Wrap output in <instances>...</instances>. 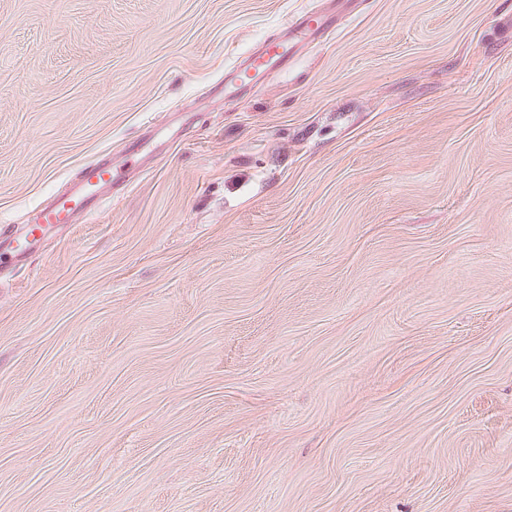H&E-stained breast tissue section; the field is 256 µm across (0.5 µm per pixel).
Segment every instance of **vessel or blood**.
I'll list each match as a JSON object with an SVG mask.
<instances>
[{
  "label": "vessel or blood",
  "mask_w": 512,
  "mask_h": 512,
  "mask_svg": "<svg viewBox=\"0 0 512 512\" xmlns=\"http://www.w3.org/2000/svg\"><path fill=\"white\" fill-rule=\"evenodd\" d=\"M125 179L122 168L100 159L92 162L86 167L83 178L73 181L63 195L55 197L41 210L40 223L70 224L93 216L99 200L98 188H109Z\"/></svg>",
  "instance_id": "b4317fda"
}]
</instances>
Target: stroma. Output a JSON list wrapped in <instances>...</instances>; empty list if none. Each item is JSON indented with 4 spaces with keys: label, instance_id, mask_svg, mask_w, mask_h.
Here are the masks:
<instances>
[{
    "label": "stroma",
    "instance_id": "stroma-1",
    "mask_svg": "<svg viewBox=\"0 0 512 512\" xmlns=\"http://www.w3.org/2000/svg\"><path fill=\"white\" fill-rule=\"evenodd\" d=\"M0 234V512H512V0H0ZM301 27V23L296 24H288V32L286 36H288V52L286 51H280V49H283V42L282 43H275L272 45H267L263 48H261L254 57H251V63L249 64V67H253L255 63L259 62V64H276L280 65L282 62L288 59V56L293 52V49L295 48L294 45H290V41L297 40L298 41V33L299 28ZM246 68V69H248ZM126 176L121 167L97 159L85 168L83 179L73 181L63 195L55 197L41 210L39 223L72 224L78 218L93 216L101 193L89 191L88 188H109L123 183Z\"/></svg>",
    "mask_w": 512,
    "mask_h": 512
}]
</instances>
